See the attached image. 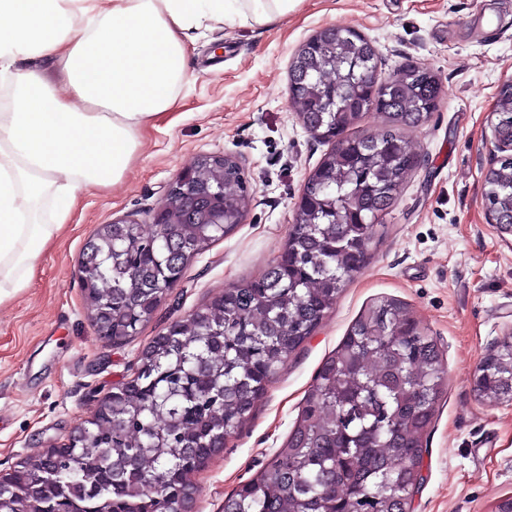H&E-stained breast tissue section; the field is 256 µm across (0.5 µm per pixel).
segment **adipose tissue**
Here are the masks:
<instances>
[{
  "mask_svg": "<svg viewBox=\"0 0 512 512\" xmlns=\"http://www.w3.org/2000/svg\"><path fill=\"white\" fill-rule=\"evenodd\" d=\"M300 2L0 0V77L19 101L0 112V301L26 288L82 191L121 181L140 130L189 71V40L269 23ZM48 71L65 94L47 86Z\"/></svg>",
  "mask_w": 512,
  "mask_h": 512,
  "instance_id": "1",
  "label": "adipose tissue"
}]
</instances>
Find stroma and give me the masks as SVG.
<instances>
[{
  "label": "stroma",
  "mask_w": 512,
  "mask_h": 512,
  "mask_svg": "<svg viewBox=\"0 0 512 512\" xmlns=\"http://www.w3.org/2000/svg\"><path fill=\"white\" fill-rule=\"evenodd\" d=\"M326 26L365 34L382 76L407 62L431 70L441 94L427 122L407 132L418 165L379 219L365 267L221 454L192 475L194 512H224L225 497L267 466L321 363L380 296L409 305L447 369L414 512H497L512 498V403L489 405L471 381L512 326V236L490 224L483 196L491 111L512 80V0H302L288 17L217 28L190 44L188 77L141 132L123 179L83 193L28 286L0 302V471L64 440L171 322L260 276L279 255L307 177L331 148L303 129L288 92L293 54ZM211 153L244 168L245 222L190 262L135 339L103 343L83 299V245L97 225L127 215L150 223L178 171Z\"/></svg>",
  "instance_id": "stroma-1"
}]
</instances>
